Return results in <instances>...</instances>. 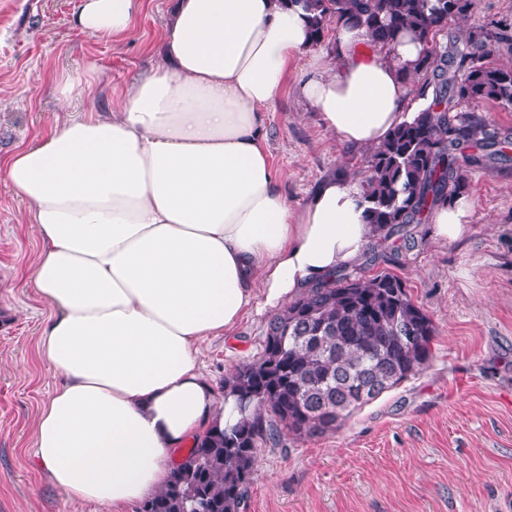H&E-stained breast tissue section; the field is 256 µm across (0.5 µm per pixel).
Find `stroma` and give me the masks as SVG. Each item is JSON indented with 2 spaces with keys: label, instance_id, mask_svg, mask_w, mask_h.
Returning <instances> with one entry per match:
<instances>
[{
  "label": "stroma",
  "instance_id": "obj_1",
  "mask_svg": "<svg viewBox=\"0 0 512 512\" xmlns=\"http://www.w3.org/2000/svg\"><path fill=\"white\" fill-rule=\"evenodd\" d=\"M81 0H0V167L64 116L61 83L96 61L106 106L156 64L172 0H144L132 31L92 36L76 24ZM461 30L512 29V0H474ZM265 148L294 209L330 176L364 166L367 149L335 140L287 83L268 112ZM469 235L424 240L393 274L432 319L426 369L322 437L260 448L243 512H512V165L472 169ZM27 205L0 179V512H108L74 500L41 471L34 424L58 376L37 341L48 315L28 273L40 243ZM271 311L247 313L199 346L216 387L262 350Z\"/></svg>",
  "mask_w": 512,
  "mask_h": 512
}]
</instances>
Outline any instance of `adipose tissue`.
Listing matches in <instances>:
<instances>
[{
    "mask_svg": "<svg viewBox=\"0 0 512 512\" xmlns=\"http://www.w3.org/2000/svg\"><path fill=\"white\" fill-rule=\"evenodd\" d=\"M143 0H83L82 32L128 34ZM336 26L325 63L300 8L281 0H176L154 68L115 107L72 109L7 161L41 249L30 281L50 315L38 352L61 381L35 424L39 466L72 499L127 512L154 496L167 459L235 420L197 362L256 298L282 309L370 241L359 180L330 178L293 211L264 146L292 62L299 94L347 146L372 148L405 119L422 43L368 49ZM458 197L428 233L470 232Z\"/></svg>",
    "mask_w": 512,
    "mask_h": 512,
    "instance_id": "obj_1",
    "label": "adipose tissue"
}]
</instances>
